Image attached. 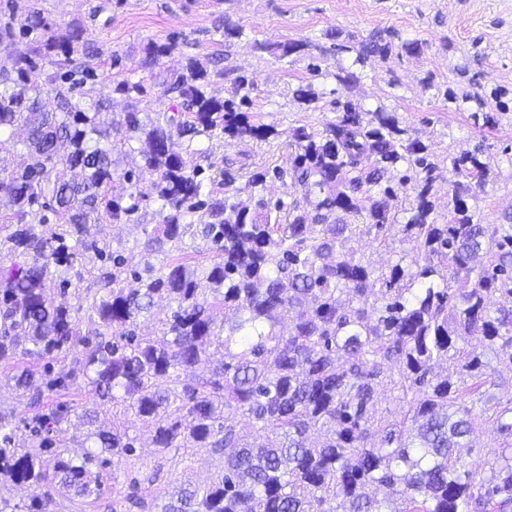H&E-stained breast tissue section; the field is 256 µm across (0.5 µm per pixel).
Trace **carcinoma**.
Masks as SVG:
<instances>
[{
  "mask_svg": "<svg viewBox=\"0 0 512 512\" xmlns=\"http://www.w3.org/2000/svg\"><path fill=\"white\" fill-rule=\"evenodd\" d=\"M17 33L31 47L5 53L0 65V130L27 149V162L0 164V193L11 206L0 222L16 226L0 239L11 259L0 270V365L84 350L77 374L13 375L32 404L81 376L96 398L151 426L155 447L203 448L224 460L221 477L179 490L160 512H512V399L492 403L481 391L484 355L512 364V214L485 224L478 206L492 145L480 140L448 157L445 177L393 114L366 112L345 96L325 134L291 129L288 168L251 172L242 151L204 168L194 162L202 137L246 144L275 135L248 113L252 83L237 77L239 101L224 99L222 73L191 58L163 90L175 105L141 118L147 87L126 78L118 85L130 103L122 140L140 142L161 209L170 211L144 243L143 267L129 272L119 252L85 234L103 214L138 223L144 198L133 171L117 173L118 140L102 120L110 95L87 102L79 92L97 73L73 55L99 52L80 23L55 34L35 6L18 30L13 15L0 17V46ZM314 47L307 38L256 45L280 59ZM421 49L417 41L363 44L357 63ZM327 76L349 93L361 80L343 67ZM443 98L496 123L476 93L448 88ZM61 168L79 180L61 179ZM269 178L291 181L302 196L265 197ZM445 178L442 206L435 186ZM401 200L413 255L385 270L350 243L394 226ZM198 237L217 256L207 267L150 260L185 252ZM78 255L102 262L100 288L73 305L59 302L67 284L60 268ZM157 298L174 304L171 315L143 334ZM474 339L470 352L460 347ZM212 349L223 358L196 378ZM462 357L457 376L434 373L438 361ZM386 392L406 403L411 428L379 412ZM70 416L58 404L19 436L16 416L0 412V512H55L56 494L99 499L106 488L95 469L111 463L105 455L135 453L138 437L114 423L71 454L55 439ZM481 420L503 436L487 469L459 453ZM11 484L33 494L16 502L4 494ZM155 508L150 486L136 478L112 488V512Z\"/></svg>",
  "mask_w": 512,
  "mask_h": 512,
  "instance_id": "1",
  "label": "carcinoma"
}]
</instances>
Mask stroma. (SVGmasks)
Wrapping results in <instances>:
<instances>
[{"instance_id":"1","label":"stroma","mask_w":512,"mask_h":512,"mask_svg":"<svg viewBox=\"0 0 512 512\" xmlns=\"http://www.w3.org/2000/svg\"><path fill=\"white\" fill-rule=\"evenodd\" d=\"M55 29L73 21L84 26L87 42L99 51L103 66L97 67L96 84L85 86L86 94L98 91L112 95V121H122L128 110L124 95L115 86L127 77L144 79L149 95L140 111L169 107L162 82L183 72L189 58L209 63L223 73L217 89L230 96L233 79L247 75L253 83L250 113L255 121L274 126L278 137L239 147L229 139L202 140L203 155L220 158L246 150L252 166H288L289 129L304 126L320 132L336 120V83L329 74L337 66L352 67L360 45L381 37L395 42L417 40L421 54L370 56L361 81L352 95L369 111L384 107L401 126L414 130L432 150L440 167L449 156L477 141L492 144L496 152L493 180L480 199L485 223L500 224L512 213V112L498 116L495 125L474 123L469 112L450 110L440 91L475 89L490 94L504 87L512 92V0H38ZM246 30L240 39H225V24ZM311 39L328 54L323 64L328 74L312 76L308 59L295 55L279 60L262 51L265 43ZM174 43L172 53L157 67L144 65L148 43ZM313 88L318 99L307 105L297 93ZM121 169L135 170L145 199L135 225L115 226L108 219L89 225V237L122 247L131 264H141L147 231L165 215L152 192L153 177L143 167L136 151H126ZM375 265H392L410 257L413 244L397 228H390L386 241L374 236L353 243ZM93 394L85 381L60 393L46 395L44 408L57 403L72 409L71 421L59 440L70 453H77L89 430L82 413ZM139 437L134 457L113 459L102 480L125 483L128 476L156 474L155 497L166 500L178 489L217 478L221 460L198 448H172L158 452L150 433L132 412L121 415Z\"/></svg>"}]
</instances>
